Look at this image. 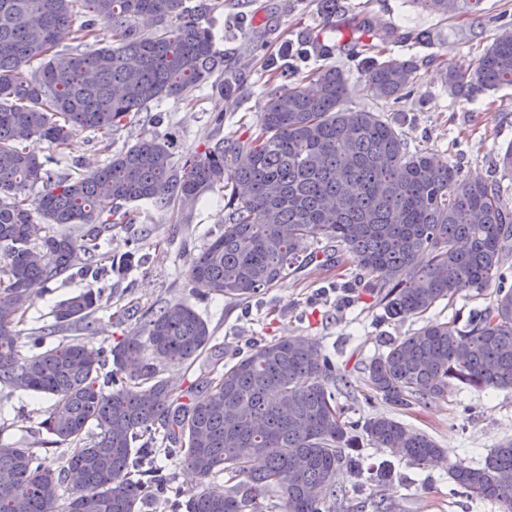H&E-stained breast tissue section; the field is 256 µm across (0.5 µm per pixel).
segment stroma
Masks as SVG:
<instances>
[{"label":"stroma","instance_id":"35a3bbf8","mask_svg":"<svg viewBox=\"0 0 512 512\" xmlns=\"http://www.w3.org/2000/svg\"><path fill=\"white\" fill-rule=\"evenodd\" d=\"M338 5L336 19L341 26L331 39L334 49L319 63L346 74L348 107L383 115L401 131L410 151L444 156L462 176H479L512 188V176H502L497 167L499 153L512 145V85L456 98L444 84L445 63L477 60L502 26L512 25V0H481L476 15L448 20L422 10L417 0H338ZM351 18H367L395 29L396 38L385 45V55L411 57L419 65L406 97L384 101L366 92L362 72L371 56L369 38L347 27ZM322 27L319 0H224L223 10L214 17L216 46L228 59L247 62L237 71L236 105L226 106L207 90L186 99H167L159 121L117 135L112 148H105L96 134H78L61 154L58 170L102 165L110 149H121L141 136L168 137L178 161L221 137L245 139L265 108L261 85L267 78L266 56L278 53L284 42H296L302 32ZM220 109L226 115L219 129L212 114ZM136 211V222L113 228L102 251L117 257L136 243L144 260L127 275L110 276L96 314L99 332L94 344H114L138 332L137 318L113 321L117 311L128 307L156 311L180 298L208 321L228 360L254 341L306 336L318 342L333 355L336 374L344 379L336 387L337 401L357 424L379 416L396 418L432 437L449 462L461 460L472 466L483 463L489 449L512 439L510 389L476 390L455 384L445 398L403 408L373 396L367 384V365L390 339L415 332L428 320L466 325L487 305V293L470 290L452 303L437 305L425 317L393 319L376 295L357 285V270L348 265L337 271L299 272L239 303L200 285L184 287L177 274L187 250L201 249L223 233V192L208 194L189 212L145 203L137 204ZM82 286L73 275L40 289L29 305L23 330L50 324L53 306ZM52 404L45 395L0 387V443L33 449L51 461L67 455L68 447L48 444L46 433L39 429ZM360 463L358 469L344 466L338 471L336 484L343 497L334 512H503L501 504L456 486L446 466L424 468L398 461L387 449L370 443L365 444ZM389 464L394 467L392 482L378 486L373 474Z\"/></svg>","mask_w":512,"mask_h":512}]
</instances>
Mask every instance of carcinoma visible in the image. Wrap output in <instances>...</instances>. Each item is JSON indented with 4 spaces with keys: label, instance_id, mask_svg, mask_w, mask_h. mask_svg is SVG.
<instances>
[{
    "label": "carcinoma",
    "instance_id": "cac0c4a2",
    "mask_svg": "<svg viewBox=\"0 0 512 512\" xmlns=\"http://www.w3.org/2000/svg\"><path fill=\"white\" fill-rule=\"evenodd\" d=\"M441 17L474 14L479 0H417ZM224 0H0V385L54 400L39 428L70 454L52 466L29 448L0 444V512H141L148 497H187L186 512H263L264 493H279L282 512H331L342 491L336 471L358 468V425L344 418L329 382L336 365L306 336L256 343L200 387L177 389L162 364H192L209 352V323L182 299L139 315L146 336L98 347L95 313L108 273L141 263L138 248L109 267L100 238L135 222L132 205L191 210L222 190L224 233L189 255L184 287L206 285L246 301L312 261L310 242L336 243L324 265L347 254L364 286L380 294L393 317L422 316L476 289L490 301L470 322H428L390 340L368 366L371 391L408 406L427 404L461 383L512 390V199L501 187L464 178L447 159L411 152L394 125L376 112L346 106L348 86L335 66L309 70L315 88L278 80L295 75L266 59L264 112L244 141L173 160L171 142L139 137L90 171L57 172L54 152L80 132L112 135L144 121L142 113L171 97L209 87L234 102L236 73L215 48L212 16ZM338 4L320 0L324 29L335 32ZM112 24V45L83 50L98 22ZM381 42L392 32L353 22ZM71 42L63 52V37ZM322 33L300 36L294 61L325 57ZM417 62L373 58L364 70L376 99L410 92ZM224 80L215 83L216 74ZM453 96L512 85V33L503 31L473 63L448 64ZM38 138L52 153L27 143ZM41 185L31 201L27 191ZM80 230L54 232L50 225ZM44 252L42 263L30 260ZM77 270L87 280L52 310L54 323L22 336L31 289ZM76 326L87 338L55 347L46 336ZM111 366L103 372L105 366ZM367 440L396 458L438 465L444 450L428 435L388 417L368 420ZM154 448L202 480L226 472L238 483L223 495L171 487L155 467ZM455 483L512 512V442L492 448L484 464L448 467ZM69 496L59 501V490Z\"/></svg>",
    "mask_w": 512,
    "mask_h": 512
}]
</instances>
